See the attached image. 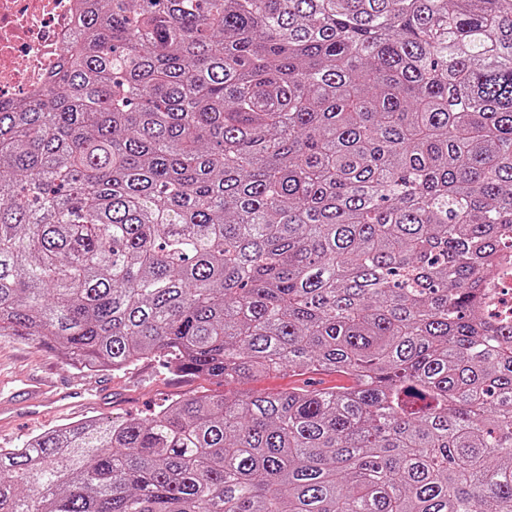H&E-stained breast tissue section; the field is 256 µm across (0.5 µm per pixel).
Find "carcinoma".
Instances as JSON below:
<instances>
[{"instance_id": "1", "label": "carcinoma", "mask_w": 512, "mask_h": 512, "mask_svg": "<svg viewBox=\"0 0 512 512\" xmlns=\"http://www.w3.org/2000/svg\"><path fill=\"white\" fill-rule=\"evenodd\" d=\"M508 253L512 0H80L0 104V336L241 389L0 448V512H512ZM490 310L510 313L512 310V261L500 264L491 278ZM304 386L316 390L336 387V373L313 372L303 376L280 373L263 377L252 385L254 389L263 392L288 391L294 387Z\"/></svg>"}]
</instances>
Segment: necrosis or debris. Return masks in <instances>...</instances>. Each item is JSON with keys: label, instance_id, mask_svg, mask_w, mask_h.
<instances>
[{"label": "necrosis or debris", "instance_id": "4bbe7bcc", "mask_svg": "<svg viewBox=\"0 0 512 512\" xmlns=\"http://www.w3.org/2000/svg\"><path fill=\"white\" fill-rule=\"evenodd\" d=\"M79 0H0V103L45 84L71 39Z\"/></svg>", "mask_w": 512, "mask_h": 512}]
</instances>
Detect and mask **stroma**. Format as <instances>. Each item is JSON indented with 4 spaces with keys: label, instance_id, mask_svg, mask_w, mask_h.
I'll return each mask as SVG.
<instances>
[{
    "label": "stroma",
    "instance_id": "obj_1",
    "mask_svg": "<svg viewBox=\"0 0 512 512\" xmlns=\"http://www.w3.org/2000/svg\"><path fill=\"white\" fill-rule=\"evenodd\" d=\"M0 371L22 378L39 375L60 385L85 388L90 401L80 408H69L42 417H24L13 424H0V448H18L29 438L56 426L90 416L123 420L144 417L162 404L202 392L220 394L223 382L198 377H176L161 362L145 361L130 369L81 372L67 365L56 353L35 347L30 341L0 337ZM332 373L313 372L303 376L280 373L254 382L263 392H280L294 387L323 390L335 387Z\"/></svg>",
    "mask_w": 512,
    "mask_h": 512
}]
</instances>
